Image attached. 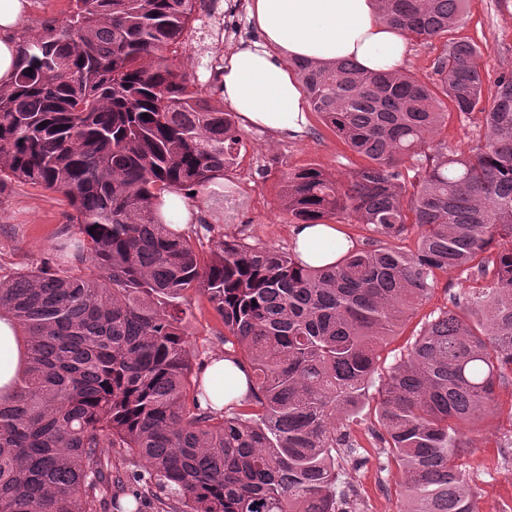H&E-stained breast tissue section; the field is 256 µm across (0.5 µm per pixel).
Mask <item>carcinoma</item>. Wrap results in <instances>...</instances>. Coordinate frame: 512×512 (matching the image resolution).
I'll return each mask as SVG.
<instances>
[{"instance_id":"cac0c4a2","label":"carcinoma","mask_w":512,"mask_h":512,"mask_svg":"<svg viewBox=\"0 0 512 512\" xmlns=\"http://www.w3.org/2000/svg\"><path fill=\"white\" fill-rule=\"evenodd\" d=\"M68 23L31 28L0 86V187L62 192L79 268L0 279V318L24 363L0 396V512H102L112 460L134 468L155 512H360L338 489L336 415L363 404L380 351L437 273L479 285L427 321L379 389L387 460L405 474L403 512H479L459 464L466 428L512 373V71L491 99L476 46L447 41L429 86L404 70L295 60L310 108L364 163L333 176L284 173L290 224H364L416 247L349 250L311 267L299 254L219 240L203 258L153 208L205 193L237 165L235 115L173 63L198 0H72ZM466 0H379L402 32L445 38ZM481 114L483 141L436 136L443 100ZM206 294L252 395L203 409L187 293Z\"/></svg>"}]
</instances>
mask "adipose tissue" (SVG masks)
<instances>
[{"label": "adipose tissue", "mask_w": 512, "mask_h": 512, "mask_svg": "<svg viewBox=\"0 0 512 512\" xmlns=\"http://www.w3.org/2000/svg\"><path fill=\"white\" fill-rule=\"evenodd\" d=\"M29 9V0H0L2 86L15 77L17 34ZM248 20L257 40L225 57L216 83L244 126L273 135L297 136L307 128L305 95L291 60L331 64L348 59L364 71L397 72L408 54L405 34L381 19L378 0H249ZM154 206L175 231L199 220L198 205L177 191L163 193ZM292 240L311 266L335 263L353 247L332 224L294 225ZM202 378L207 393L202 407L218 410L250 394L245 367L227 357L213 356Z\"/></svg>", "instance_id": "1"}]
</instances>
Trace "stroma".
<instances>
[{
  "label": "stroma",
  "instance_id": "stroma-1",
  "mask_svg": "<svg viewBox=\"0 0 512 512\" xmlns=\"http://www.w3.org/2000/svg\"><path fill=\"white\" fill-rule=\"evenodd\" d=\"M239 3L201 0L188 37L177 52L178 63L199 74L202 94L215 100L220 94L207 68L209 60L253 36ZM451 37L479 45V62L487 77L485 90L493 92L500 72L512 69V0H468L464 20ZM241 134L246 150L237 167L199 198L203 221L211 222V229L192 224L188 234L204 255L221 239H235L261 250L291 251L292 226L281 213L279 201L284 172L318 167L336 175L360 159L313 111L308 114L305 134L297 139H274L258 128L242 129ZM482 134L479 115L463 119L452 110L438 138L449 148L465 151ZM71 214L62 192L14 182L0 188V277L44 262L55 268L74 267L71 252L63 248L75 236ZM473 284L472 276L462 271L438 274L429 298L389 338L381 353L380 374H387L405 357L430 314L449 307L451 295L468 292ZM185 304L192 314L188 332L196 364L201 367L224 352V324L205 294L189 293ZM376 405V392H369L361 410L345 419L360 452L337 455L341 487L365 486L364 512H400L402 475L383 454ZM474 437L475 448L464 458L463 467L477 490L479 512H512V382L502 387L498 408L479 424Z\"/></svg>",
  "mask_w": 512,
  "mask_h": 512
}]
</instances>
